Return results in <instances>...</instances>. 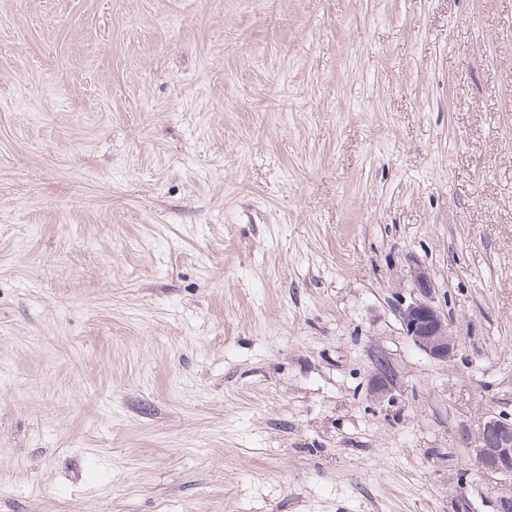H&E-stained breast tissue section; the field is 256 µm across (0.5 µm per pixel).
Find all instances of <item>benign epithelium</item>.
<instances>
[{"instance_id":"7a95c632","label":"benign epithelium","mask_w":512,"mask_h":512,"mask_svg":"<svg viewBox=\"0 0 512 512\" xmlns=\"http://www.w3.org/2000/svg\"><path fill=\"white\" fill-rule=\"evenodd\" d=\"M410 279V301L399 303L395 309L402 333L429 357L446 362L457 347V337L448 326V318L434 305L431 274L417 267L410 271ZM473 462L481 473L512 476L511 417L490 414L483 418Z\"/></svg>"}]
</instances>
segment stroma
<instances>
[{"label":"stroma","instance_id":"obj_1","mask_svg":"<svg viewBox=\"0 0 512 512\" xmlns=\"http://www.w3.org/2000/svg\"><path fill=\"white\" fill-rule=\"evenodd\" d=\"M490 412L512 0H0V512H500ZM410 301L398 303L395 312L402 333L426 355L446 362L457 347V337L448 326V318L434 305V281L426 268L410 271Z\"/></svg>","mask_w":512,"mask_h":512}]
</instances>
